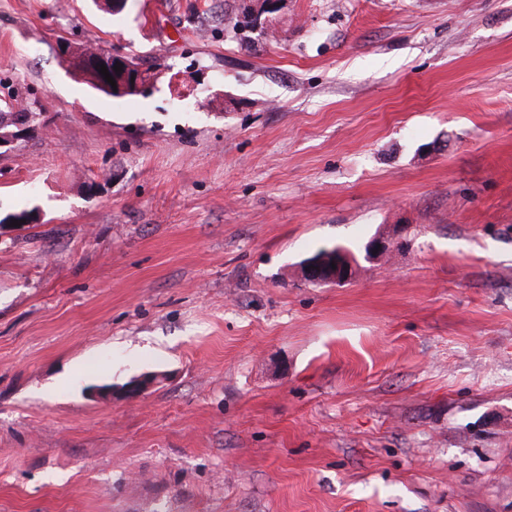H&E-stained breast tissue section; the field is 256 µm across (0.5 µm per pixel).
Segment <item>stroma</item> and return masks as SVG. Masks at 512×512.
I'll return each mask as SVG.
<instances>
[{
    "mask_svg": "<svg viewBox=\"0 0 512 512\" xmlns=\"http://www.w3.org/2000/svg\"><path fill=\"white\" fill-rule=\"evenodd\" d=\"M7 97L0 512H512V0H0ZM62 52L64 55L68 56L69 66L72 67L75 71L79 72L84 78L86 82L96 91H99L103 94H106L111 97H126V96H136L139 93L134 91H127L122 94L112 92L111 90H107L100 86L98 83L100 82L99 74L87 68L84 61V56L88 53L87 46H80L78 48L72 47L71 45H66V49ZM123 54L121 50L113 49L112 52L99 53L96 61L100 64L109 62V64L112 65V73L116 81L117 89L126 90L128 87H131L137 91H143L145 84L141 83L139 73L134 71V68L128 64ZM117 63H121V72L114 70V65H117ZM131 77H134V83H131ZM40 114L41 105L37 100L28 102L24 106L7 99L0 100V132L12 130L0 135V147L15 145L18 141L23 140L33 127L19 126L18 130H13L16 129V124L24 123L32 117L31 124L36 126L37 120L34 117ZM334 262V261H333ZM336 269L328 264L327 258L308 260L303 265L305 280L313 285L341 284L351 277V266H346L342 261L334 262Z\"/></svg>",
    "mask_w": 512,
    "mask_h": 512,
    "instance_id": "stroma-1",
    "label": "stroma"
}]
</instances>
